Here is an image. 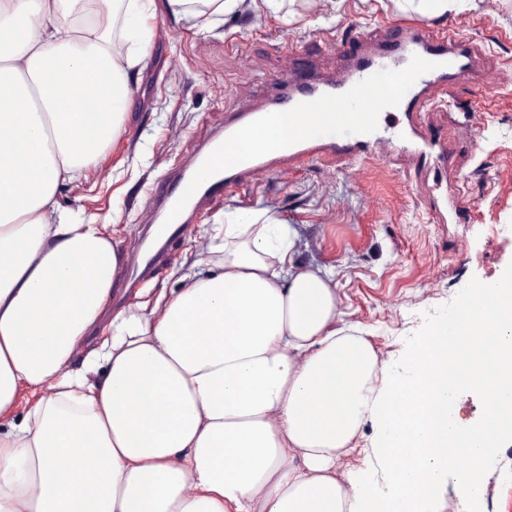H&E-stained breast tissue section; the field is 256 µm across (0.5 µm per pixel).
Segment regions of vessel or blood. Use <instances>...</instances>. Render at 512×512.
I'll return each mask as SVG.
<instances>
[{
	"label": "vessel or blood",
	"mask_w": 512,
	"mask_h": 512,
	"mask_svg": "<svg viewBox=\"0 0 512 512\" xmlns=\"http://www.w3.org/2000/svg\"><path fill=\"white\" fill-rule=\"evenodd\" d=\"M342 52L350 62L347 71L321 81L309 73L313 51H299L285 93L270 104L225 115L220 130L173 164L150 193L152 221L140 226L117 274L125 288H138L168 263L167 241L184 235L217 194L311 161L396 165L411 189L440 201L450 220L463 222L468 205L442 194L441 181L428 175L461 163L465 139L430 133L424 113L448 84L475 78L476 51L419 20L350 32ZM258 126L275 129V137L252 153L237 152L239 139Z\"/></svg>",
	"instance_id": "vessel-or-blood-1"
}]
</instances>
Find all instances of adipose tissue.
I'll return each instance as SVG.
<instances>
[{
    "label": "adipose tissue",
    "instance_id": "adipose-tissue-1",
    "mask_svg": "<svg viewBox=\"0 0 512 512\" xmlns=\"http://www.w3.org/2000/svg\"><path fill=\"white\" fill-rule=\"evenodd\" d=\"M238 2L0 0V512H430L450 486L480 512L485 467L512 443V279L470 289L383 372L337 327L331 276L294 264L292 227L235 217L209 230L207 272L161 310L119 311L74 359L121 257L59 188L123 132L151 20ZM464 387L488 406L470 428L453 416ZM370 419L385 479H339Z\"/></svg>",
    "mask_w": 512,
    "mask_h": 512
}]
</instances>
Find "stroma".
I'll return each mask as SVG.
<instances>
[{
	"instance_id": "35a3bbf8",
	"label": "stroma",
	"mask_w": 512,
	"mask_h": 512,
	"mask_svg": "<svg viewBox=\"0 0 512 512\" xmlns=\"http://www.w3.org/2000/svg\"><path fill=\"white\" fill-rule=\"evenodd\" d=\"M433 20L476 46L485 84H452L427 110L428 123L453 137L456 122L473 131L468 160L450 178L469 202V220L438 224L434 208L402 173L374 161L356 172L322 162L214 197L171 259L127 307L154 305L160 294L205 270L212 258L206 228L248 214L271 216L298 235L295 264L319 267L337 283L342 327L363 330L380 365L402 366L414 342L475 285L512 277V85L498 70L512 64V0H468L438 13L419 0H280L277 9L242 0L232 13L197 21L157 17L150 56L132 81L126 129L95 167L58 194L62 209L108 218L107 232L124 251L155 182L175 158L218 130L228 112L259 106L289 80L292 47L323 44L319 71L335 77L338 48L351 30ZM498 225L490 234L489 225ZM512 493V446L486 472L493 512H506Z\"/></svg>"
}]
</instances>
